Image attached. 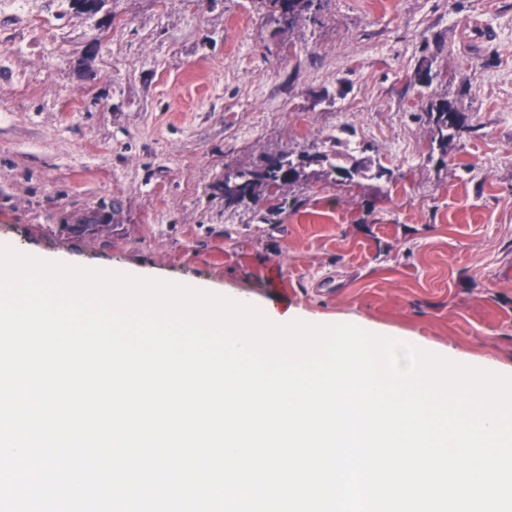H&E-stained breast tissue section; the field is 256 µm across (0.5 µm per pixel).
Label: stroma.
Wrapping results in <instances>:
<instances>
[{
    "mask_svg": "<svg viewBox=\"0 0 512 512\" xmlns=\"http://www.w3.org/2000/svg\"><path fill=\"white\" fill-rule=\"evenodd\" d=\"M101 38L96 55L86 52ZM467 131L426 156L421 55ZM341 136L333 145L332 136ZM366 152H359V145ZM278 149L389 183L289 191L280 223L211 186ZM116 208L110 232L68 233ZM285 302L512 368V0H331L277 31L257 0L0 5V243Z\"/></svg>",
    "mask_w": 512,
    "mask_h": 512,
    "instance_id": "35a3bbf8",
    "label": "stroma"
}]
</instances>
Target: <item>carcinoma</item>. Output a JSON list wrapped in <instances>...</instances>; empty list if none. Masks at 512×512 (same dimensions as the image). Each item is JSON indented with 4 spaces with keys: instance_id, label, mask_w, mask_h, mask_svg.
I'll return each mask as SVG.
<instances>
[{
    "instance_id": "obj_1",
    "label": "carcinoma",
    "mask_w": 512,
    "mask_h": 512,
    "mask_svg": "<svg viewBox=\"0 0 512 512\" xmlns=\"http://www.w3.org/2000/svg\"><path fill=\"white\" fill-rule=\"evenodd\" d=\"M267 18L279 30H292L301 20H317L325 11L329 0H261ZM432 59L424 56L415 70L413 86L429 87L440 73L432 72ZM460 110L444 100L428 106L425 116L430 128V140L427 156L434 152L445 153L448 140L459 135L465 124L456 121ZM369 168L354 166L351 169L336 163V155L324 151L295 154L291 151H279L266 156L259 164L246 165L237 169V181L230 183L225 178L211 185V189L224 197V208L232 209L240 206L265 207L260 221L270 224L273 217L281 214L283 199L288 189L309 182L315 176H335L339 182L357 183V178L364 180L382 179L391 181L392 171L378 165L372 174Z\"/></svg>"
}]
</instances>
